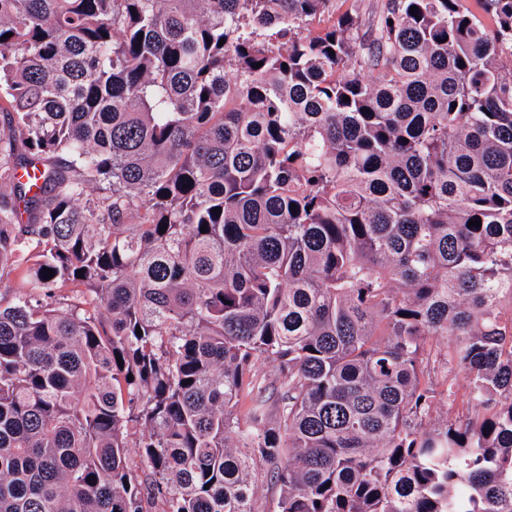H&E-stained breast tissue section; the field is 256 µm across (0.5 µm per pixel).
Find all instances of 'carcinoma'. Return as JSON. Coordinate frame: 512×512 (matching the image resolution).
<instances>
[{
    "mask_svg": "<svg viewBox=\"0 0 512 512\" xmlns=\"http://www.w3.org/2000/svg\"><path fill=\"white\" fill-rule=\"evenodd\" d=\"M331 2L0 0V512H512V0Z\"/></svg>",
    "mask_w": 512,
    "mask_h": 512,
    "instance_id": "cac0c4a2",
    "label": "carcinoma"
}]
</instances>
